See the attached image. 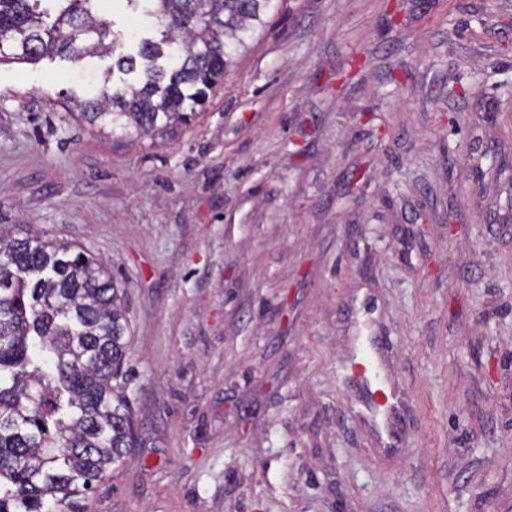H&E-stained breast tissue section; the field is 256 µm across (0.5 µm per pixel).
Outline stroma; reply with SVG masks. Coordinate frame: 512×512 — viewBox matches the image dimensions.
<instances>
[{
	"label": "stroma",
	"instance_id": "35a3bbf8",
	"mask_svg": "<svg viewBox=\"0 0 512 512\" xmlns=\"http://www.w3.org/2000/svg\"><path fill=\"white\" fill-rule=\"evenodd\" d=\"M111 64L0 63V231L125 289L137 443L75 512H512V0H276L167 135L69 112Z\"/></svg>",
	"mask_w": 512,
	"mask_h": 512
}]
</instances>
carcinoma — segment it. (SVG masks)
Wrapping results in <instances>:
<instances>
[{
	"label": "carcinoma",
	"mask_w": 512,
	"mask_h": 512,
	"mask_svg": "<svg viewBox=\"0 0 512 512\" xmlns=\"http://www.w3.org/2000/svg\"><path fill=\"white\" fill-rule=\"evenodd\" d=\"M0 0V63L110 55L133 82L71 98L82 120L112 136L160 135L187 123L239 51L265 26L273 0H124L143 8L155 38L117 52L119 34L63 0ZM124 289L107 266L39 234L0 236V512H62L112 474L134 447L119 391L129 337Z\"/></svg>",
	"instance_id": "obj_1"
}]
</instances>
